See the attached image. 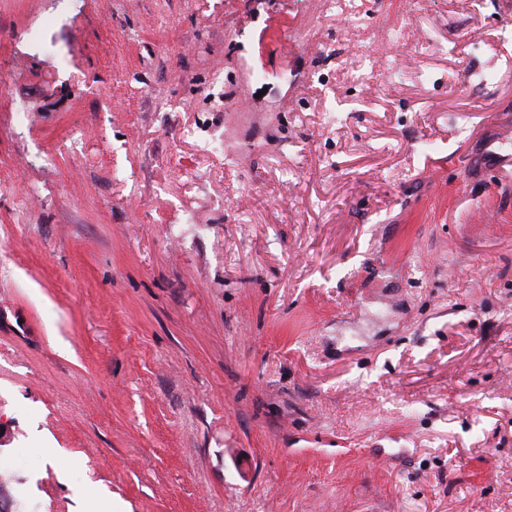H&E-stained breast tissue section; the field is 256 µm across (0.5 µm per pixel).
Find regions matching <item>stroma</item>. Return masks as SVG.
<instances>
[{"mask_svg": "<svg viewBox=\"0 0 512 512\" xmlns=\"http://www.w3.org/2000/svg\"><path fill=\"white\" fill-rule=\"evenodd\" d=\"M0 477L512 512V0H0Z\"/></svg>", "mask_w": 512, "mask_h": 512, "instance_id": "obj_1", "label": "stroma"}]
</instances>
